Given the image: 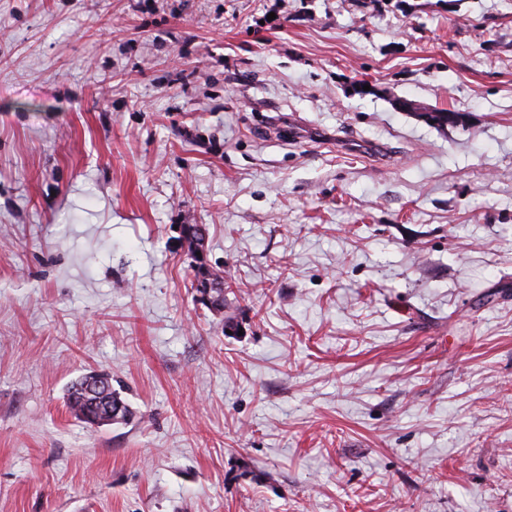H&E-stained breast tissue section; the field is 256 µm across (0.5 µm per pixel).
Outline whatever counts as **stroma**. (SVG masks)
I'll return each mask as SVG.
<instances>
[{
    "mask_svg": "<svg viewBox=\"0 0 512 512\" xmlns=\"http://www.w3.org/2000/svg\"><path fill=\"white\" fill-rule=\"evenodd\" d=\"M274 2L0 0V512H512V0ZM87 378L88 374L81 376L78 380L73 382L71 386L68 388L66 402L70 413L74 417L82 420L87 424L95 425V420L92 417L93 411L91 407L93 406V404L91 403V401L94 399H100L96 406L97 408L102 407L103 412H105L106 406H112V401L114 402L115 400L118 399L124 404L126 417L123 420L115 423H127V421L130 419L132 415V412L129 406L120 398L118 393H116L114 390L112 391L111 379L106 375V380L109 383L110 389L105 396L97 398L94 396H88V394L86 393L84 389V383L87 380Z\"/></svg>",
    "mask_w": 512,
    "mask_h": 512,
    "instance_id": "1",
    "label": "stroma"
}]
</instances>
